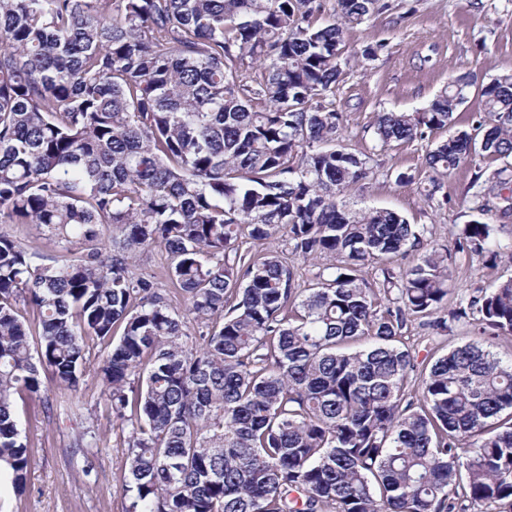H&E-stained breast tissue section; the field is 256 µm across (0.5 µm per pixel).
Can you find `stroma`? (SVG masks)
<instances>
[{"instance_id":"stroma-1","label":"stroma","mask_w":512,"mask_h":512,"mask_svg":"<svg viewBox=\"0 0 512 512\" xmlns=\"http://www.w3.org/2000/svg\"><path fill=\"white\" fill-rule=\"evenodd\" d=\"M384 10L360 24L345 26L343 77L324 103L342 114L340 140L373 155V173L345 196L350 208H388L410 223L427 228L426 244L448 250L452 276L449 303L469 297L477 286L512 277V262L485 267L481 258L459 251L455 239L464 224L484 220L496 228L501 244H512V216L481 213L471 181L476 169L493 173L502 161L461 164L444 177V194L427 199L424 184L431 174L424 166L429 146L446 138L438 130L423 140L386 149L376 146L375 122L382 112H416L426 107L449 79L474 75L477 82L512 71V0H384ZM374 57H363L366 47ZM399 171L415 183L395 182ZM468 323H450L438 334L413 322L406 344L417 360L447 353L472 340ZM78 390L57 385L43 372L39 393L14 400L20 435L31 453L24 490L0 477V512H125L129 505L120 486L127 456L122 434L102 396L97 372L112 349L95 340ZM96 435L93 447L77 449L83 432Z\"/></svg>"}]
</instances>
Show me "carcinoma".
<instances>
[{"instance_id":"cac0c4a2","label":"carcinoma","mask_w":512,"mask_h":512,"mask_svg":"<svg viewBox=\"0 0 512 512\" xmlns=\"http://www.w3.org/2000/svg\"><path fill=\"white\" fill-rule=\"evenodd\" d=\"M385 8L335 0L319 24L327 0H0V224L60 245L0 233V466L17 489L31 458L13 395L40 392L45 369L77 390L86 340L120 328L100 378L127 433V512H512V359L493 351L512 338V278L449 308L448 252L398 263L427 230L341 200L373 158L339 142L323 97L344 26ZM471 92L483 116L427 167L511 158L512 73L382 113L378 144L450 128ZM506 171L476 192L504 215ZM276 228L289 255L241 250ZM457 241L502 258L492 224ZM149 247L185 310L137 273ZM322 255L336 263L296 287L293 258ZM418 319H464L480 340L419 371ZM0 232L13 236L29 249L45 256H55L59 253L55 240L47 236V233L45 235L34 224H1Z\"/></svg>"}]
</instances>
